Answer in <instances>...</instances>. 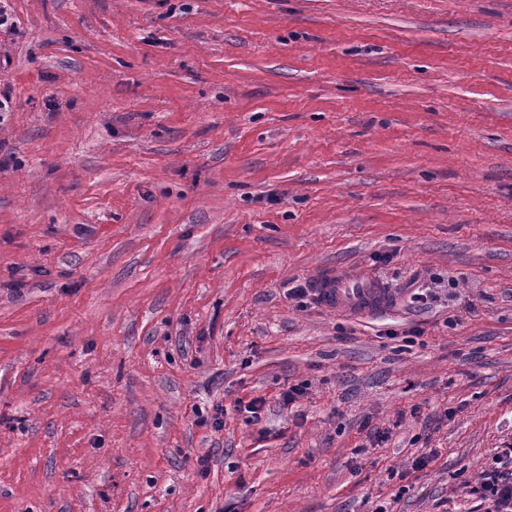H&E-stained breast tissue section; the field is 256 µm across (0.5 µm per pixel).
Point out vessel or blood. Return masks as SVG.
<instances>
[{
    "label": "vessel or blood",
    "instance_id": "obj_1",
    "mask_svg": "<svg viewBox=\"0 0 512 512\" xmlns=\"http://www.w3.org/2000/svg\"><path fill=\"white\" fill-rule=\"evenodd\" d=\"M320 303L327 309L363 315L387 308L391 295L375 277L359 271H342L322 280L317 288Z\"/></svg>",
    "mask_w": 512,
    "mask_h": 512
}]
</instances>
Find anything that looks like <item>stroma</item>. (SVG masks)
Returning <instances> with one entry per match:
<instances>
[{
	"label": "stroma",
	"mask_w": 512,
	"mask_h": 512,
	"mask_svg": "<svg viewBox=\"0 0 512 512\" xmlns=\"http://www.w3.org/2000/svg\"><path fill=\"white\" fill-rule=\"evenodd\" d=\"M1 1L0 512H472L512 0ZM317 296L325 308L349 315L386 309L391 303L388 289L375 277L359 271L330 275L318 284Z\"/></svg>",
	"instance_id": "obj_1"
}]
</instances>
